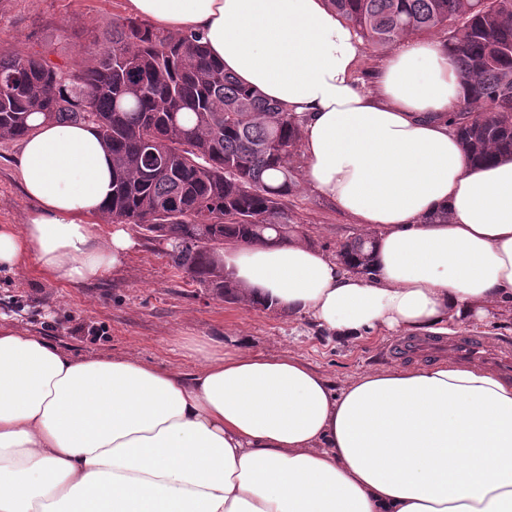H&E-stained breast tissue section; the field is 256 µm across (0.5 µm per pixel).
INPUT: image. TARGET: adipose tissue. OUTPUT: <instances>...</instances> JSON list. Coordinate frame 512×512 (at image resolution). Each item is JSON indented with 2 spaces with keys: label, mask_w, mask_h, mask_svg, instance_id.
<instances>
[{
  "label": "adipose tissue",
  "mask_w": 512,
  "mask_h": 512,
  "mask_svg": "<svg viewBox=\"0 0 512 512\" xmlns=\"http://www.w3.org/2000/svg\"><path fill=\"white\" fill-rule=\"evenodd\" d=\"M128 7L200 34L290 112L306 188L381 230L368 276L301 241L225 253L246 303L349 338L438 332L512 300V160L464 154L448 118L468 89L441 41L400 39L370 87L327 0ZM31 122L19 171L39 209L0 226V268L100 280L134 245L105 223L111 154L93 126ZM193 352L185 375L0 327V512H512V379L437 362L337 389L294 356L207 338Z\"/></svg>",
  "instance_id": "1"
}]
</instances>
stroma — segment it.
Here are the masks:
<instances>
[{"label":"stroma","instance_id":"stroma-1","mask_svg":"<svg viewBox=\"0 0 512 512\" xmlns=\"http://www.w3.org/2000/svg\"><path fill=\"white\" fill-rule=\"evenodd\" d=\"M125 0H0V52H48L71 67L83 35L102 31L127 16ZM20 141H0V225L22 226L37 211L21 189ZM297 239L335 257L338 246L361 235L354 219L328 199L298 187L291 197ZM136 246L104 279L72 285L43 273L35 262L0 271V326L43 337L77 358L130 356L189 372L188 354L204 336L255 355L292 354L341 387L357 375L423 364V357L397 358L386 345L398 334L378 331L339 340L305 317L242 302H227L192 283L166 255L165 244L147 241L129 227ZM512 349V306L484 321H449Z\"/></svg>","mask_w":512,"mask_h":512}]
</instances>
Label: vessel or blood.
Listing matches in <instances>:
<instances>
[{"mask_svg":"<svg viewBox=\"0 0 512 512\" xmlns=\"http://www.w3.org/2000/svg\"><path fill=\"white\" fill-rule=\"evenodd\" d=\"M399 354L444 355L451 360L481 359L504 366L512 361V354L502 351L489 338L473 334L448 336H425L397 342L394 346Z\"/></svg>","mask_w":512,"mask_h":512,"instance_id":"vessel-or-blood-1","label":"vessel or blood"}]
</instances>
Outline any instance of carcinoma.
Returning a JSON list of instances; mask_svg holds the SVG:
<instances>
[{
  "label": "carcinoma",
  "instance_id": "cac0c4a2",
  "mask_svg": "<svg viewBox=\"0 0 512 512\" xmlns=\"http://www.w3.org/2000/svg\"><path fill=\"white\" fill-rule=\"evenodd\" d=\"M374 48L440 33L468 95L455 132L472 161L512 157V0H329ZM63 70L43 54H0V140L32 134L33 114L91 124L112 154L108 215L167 242L173 264L226 301H241L216 254L284 244L293 232L301 130L296 119L224 73L201 36L144 19L112 20ZM336 258L372 271L374 237Z\"/></svg>",
  "mask_w": 512,
  "mask_h": 512
}]
</instances>
